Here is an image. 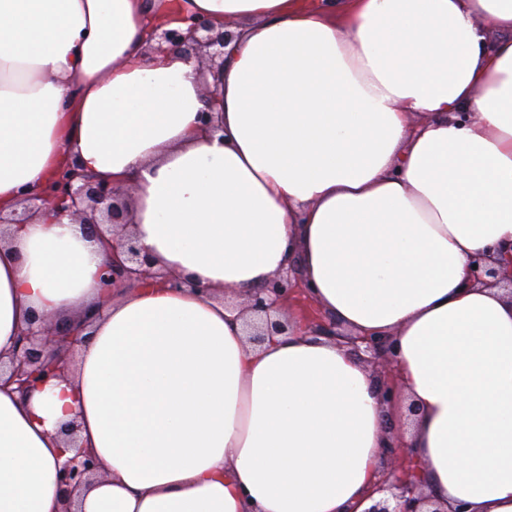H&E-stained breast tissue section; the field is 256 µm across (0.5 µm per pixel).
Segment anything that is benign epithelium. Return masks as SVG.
<instances>
[{"label": "benign epithelium", "mask_w": 512, "mask_h": 512, "mask_svg": "<svg viewBox=\"0 0 512 512\" xmlns=\"http://www.w3.org/2000/svg\"><path fill=\"white\" fill-rule=\"evenodd\" d=\"M186 30L170 29L164 24L155 26L152 39L154 49L162 52L177 50L197 62L199 74L208 71L214 75L224 68V47L234 33L217 27L206 16H183ZM21 205L26 217L15 219L0 215V224H23L28 218L51 212L67 216L74 223L91 229L99 243L112 244V260L101 274L106 293L128 280L151 285L158 278L153 271L152 258L140 249L131 235L116 239L115 230L132 223L124 188L109 181L84 173L77 166L59 172L45 189L23 195ZM470 278L475 284L502 288L512 297V244L500 247L495 260L480 253L471 261ZM296 291L295 279L288 271L275 274L268 286L251 295L247 308L262 319V329L249 334L250 341L261 343L274 333L288 331V323L271 317L273 306H287L288 297ZM85 341L79 331L58 326L43 315L35 314L31 327L23 331L14 349L0 355V368L9 372L8 382L17 385L25 394L43 388L53 380L67 376L69 365L65 354ZM364 352L372 360L395 361L391 342L381 338H363ZM98 472V461L90 448H79L58 473L60 496L64 499L62 512H71L69 497L75 490L89 484ZM372 493L379 495L363 512H444L430 496L423 493L416 471L404 467L399 456H391L382 479L374 483Z\"/></svg>", "instance_id": "7a95c632"}]
</instances>
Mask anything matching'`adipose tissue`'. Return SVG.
<instances>
[{"instance_id": "ef3b65f1", "label": "adipose tissue", "mask_w": 512, "mask_h": 512, "mask_svg": "<svg viewBox=\"0 0 512 512\" xmlns=\"http://www.w3.org/2000/svg\"><path fill=\"white\" fill-rule=\"evenodd\" d=\"M152 11L249 19L223 133ZM70 162L132 187L138 246L198 288L108 297L82 225L0 226V353L34 311L89 336L72 377L0 378V512H61L72 420L102 474L75 512H365L397 445L439 502L512 512V298L466 283L512 243V0H0V209ZM294 258L348 332L393 337L411 428L334 337L248 341L225 288Z\"/></svg>"}]
</instances>
